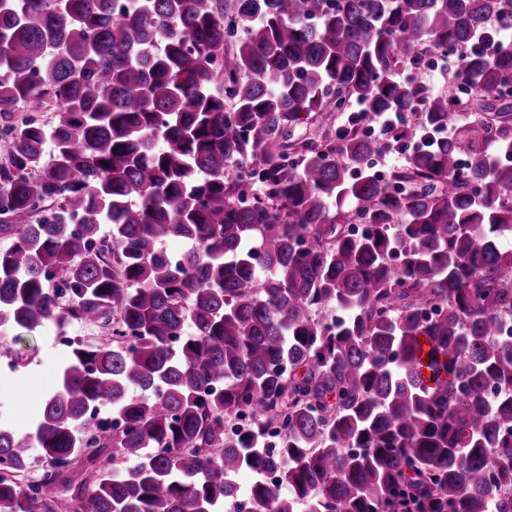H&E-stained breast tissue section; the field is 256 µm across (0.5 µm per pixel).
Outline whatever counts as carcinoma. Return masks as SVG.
<instances>
[{"label": "carcinoma", "instance_id": "carcinoma-1", "mask_svg": "<svg viewBox=\"0 0 512 512\" xmlns=\"http://www.w3.org/2000/svg\"><path fill=\"white\" fill-rule=\"evenodd\" d=\"M510 32L512 0H0V333H101L0 425V512H512ZM432 54L446 93L400 73ZM459 83L494 118L438 139ZM349 101L412 120L331 134ZM399 146L393 147L391 149V153L378 155V161L375 163V168H373V170L377 171L381 177L389 178L395 170L400 169L407 164V160L410 156L409 154H411L412 151H408L406 156H399L394 151V149H397Z\"/></svg>", "mask_w": 512, "mask_h": 512}]
</instances>
